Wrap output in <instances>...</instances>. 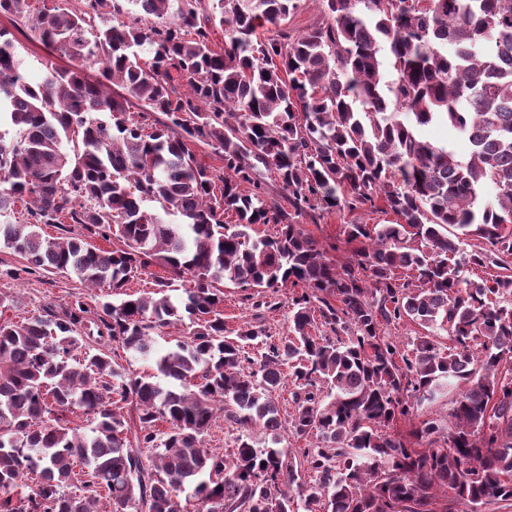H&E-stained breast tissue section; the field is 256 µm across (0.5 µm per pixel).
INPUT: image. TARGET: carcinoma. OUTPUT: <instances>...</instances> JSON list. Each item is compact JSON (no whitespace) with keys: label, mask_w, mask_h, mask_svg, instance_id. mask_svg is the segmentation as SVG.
Returning <instances> with one entry per match:
<instances>
[{"label":"carcinoma","mask_w":512,"mask_h":512,"mask_svg":"<svg viewBox=\"0 0 512 512\" xmlns=\"http://www.w3.org/2000/svg\"><path fill=\"white\" fill-rule=\"evenodd\" d=\"M76 2L0 0L49 57L29 81L0 28V115L18 128L0 134V215L24 201L32 216L0 221V244L22 258L0 278L108 288L0 320V512L512 502V0H319L326 21L295 38L284 24L300 0ZM435 121L468 136L469 160L424 137ZM190 142L218 153L224 175ZM263 169L288 208L266 198ZM377 197L399 222L342 225L357 243L343 265L303 228L320 205L351 213ZM42 224H78L112 248L44 237ZM256 224L277 229L255 236ZM472 239L486 247L466 251ZM151 267L169 273L161 297L127 293ZM185 276L194 286L172 298ZM226 283L296 290L287 335H227ZM406 319L424 328L410 348L382 333ZM177 322L186 339L152 353ZM113 343L154 354L152 372H126ZM462 380L451 427L413 431L429 447L391 432ZM79 411L87 431L66 420ZM220 415L242 431L229 458L204 446ZM290 435L319 443L295 454Z\"/></svg>","instance_id":"1"}]
</instances>
